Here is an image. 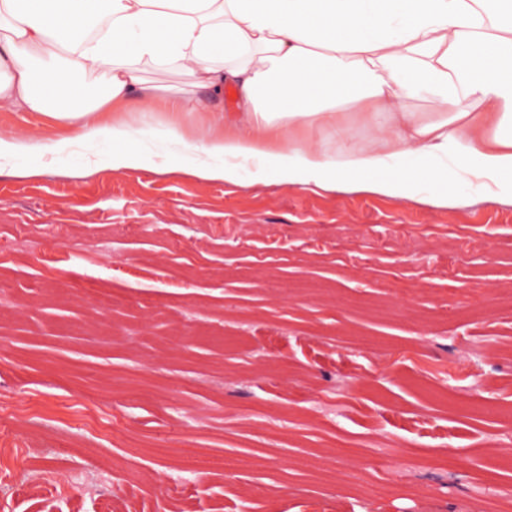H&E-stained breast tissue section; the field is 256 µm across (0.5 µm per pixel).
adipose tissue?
<instances>
[{
	"mask_svg": "<svg viewBox=\"0 0 512 512\" xmlns=\"http://www.w3.org/2000/svg\"><path fill=\"white\" fill-rule=\"evenodd\" d=\"M148 64L236 93L239 123L172 134L202 177L235 183L271 159L292 185L358 174L392 199L460 205L463 186L512 205V0H0V111L108 127L116 170L138 159L128 109L156 94ZM78 78L104 89L59 104ZM356 122L372 137L334 150L295 136ZM407 157L420 176L400 173Z\"/></svg>",
	"mask_w": 512,
	"mask_h": 512,
	"instance_id": "adipose-tissue-1",
	"label": "adipose tissue"
}]
</instances>
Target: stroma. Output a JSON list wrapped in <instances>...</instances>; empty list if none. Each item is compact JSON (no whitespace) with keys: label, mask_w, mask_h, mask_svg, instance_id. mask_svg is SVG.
<instances>
[{"label":"stroma","mask_w":512,"mask_h":512,"mask_svg":"<svg viewBox=\"0 0 512 512\" xmlns=\"http://www.w3.org/2000/svg\"><path fill=\"white\" fill-rule=\"evenodd\" d=\"M143 77L130 169L0 112V512H512V205L200 178Z\"/></svg>","instance_id":"1"}]
</instances>
